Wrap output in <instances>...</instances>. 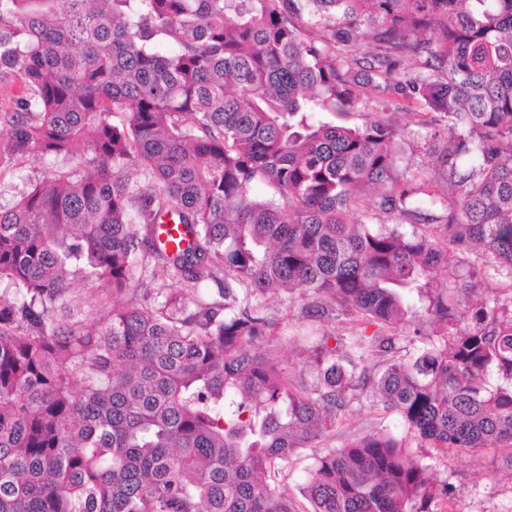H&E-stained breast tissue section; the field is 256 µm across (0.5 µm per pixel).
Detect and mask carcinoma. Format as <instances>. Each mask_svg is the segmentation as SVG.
<instances>
[{
	"label": "carcinoma",
	"instance_id": "carcinoma-1",
	"mask_svg": "<svg viewBox=\"0 0 512 512\" xmlns=\"http://www.w3.org/2000/svg\"><path fill=\"white\" fill-rule=\"evenodd\" d=\"M16 81L0 161L51 166L0 180V512H443L408 441L512 457V0H0ZM281 293L350 324L297 380L252 351ZM367 398L403 432L301 504ZM427 131V128L417 124L407 127L406 134L408 136L410 134L413 136L414 134L416 138L418 134L419 136L421 135L422 139H420V137L418 138V142H421V145L418 148H414L415 152L413 154L409 151L406 152L401 164L403 167H407L409 171L421 174L424 178L434 179L438 177V171L434 167L435 165L433 164L429 151H426L428 141L425 142L423 140ZM379 424L395 426V419L371 403L354 404L341 418L336 433L316 448H305L288 468L285 478L286 490L290 495L302 499L307 471L313 466L314 458L325 453L329 448H340L351 439L365 434Z\"/></svg>",
	"mask_w": 512,
	"mask_h": 512
}]
</instances>
